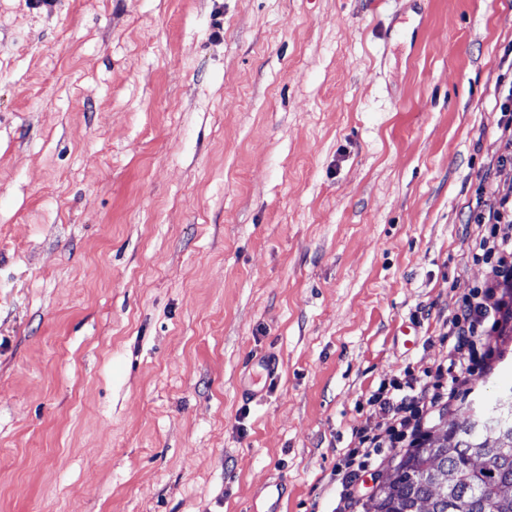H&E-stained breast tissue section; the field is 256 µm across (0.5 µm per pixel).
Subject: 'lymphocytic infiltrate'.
Wrapping results in <instances>:
<instances>
[{
    "instance_id": "1",
    "label": "lymphocytic infiltrate",
    "mask_w": 512,
    "mask_h": 512,
    "mask_svg": "<svg viewBox=\"0 0 512 512\" xmlns=\"http://www.w3.org/2000/svg\"><path fill=\"white\" fill-rule=\"evenodd\" d=\"M475 223L486 230L474 246L473 258L487 265L489 277L473 288L448 319V334L454 342L445 363L432 378H419L407 385L380 387L376 400L386 416L377 433L357 434V444L343 454L336 466L341 487L336 512H351L360 477L374 466L388 448H408L427 431L431 409L449 405L455 398L453 382L458 373H475L493 354L490 328L500 325L512 307L498 297L501 288H512V198H499L479 210Z\"/></svg>"
}]
</instances>
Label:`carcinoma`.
Returning <instances> with one entry per match:
<instances>
[{"instance_id": "carcinoma-1", "label": "carcinoma", "mask_w": 512, "mask_h": 512, "mask_svg": "<svg viewBox=\"0 0 512 512\" xmlns=\"http://www.w3.org/2000/svg\"><path fill=\"white\" fill-rule=\"evenodd\" d=\"M503 400L406 450L363 512H512V387Z\"/></svg>"}]
</instances>
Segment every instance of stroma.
<instances>
[{
  "instance_id": "obj_1",
  "label": "stroma",
  "mask_w": 512,
  "mask_h": 512,
  "mask_svg": "<svg viewBox=\"0 0 512 512\" xmlns=\"http://www.w3.org/2000/svg\"><path fill=\"white\" fill-rule=\"evenodd\" d=\"M509 48L512 0H0V512H333L485 278Z\"/></svg>"
}]
</instances>
